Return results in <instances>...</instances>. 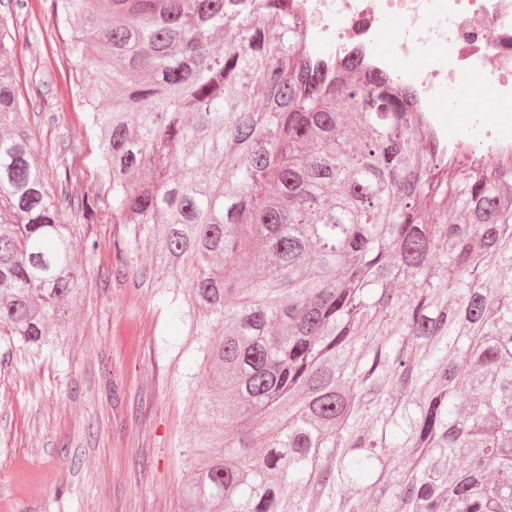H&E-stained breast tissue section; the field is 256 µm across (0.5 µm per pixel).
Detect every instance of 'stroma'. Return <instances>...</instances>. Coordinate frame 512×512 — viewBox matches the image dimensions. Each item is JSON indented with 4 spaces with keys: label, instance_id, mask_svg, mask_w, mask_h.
Listing matches in <instances>:
<instances>
[{
    "label": "stroma",
    "instance_id": "1",
    "mask_svg": "<svg viewBox=\"0 0 512 512\" xmlns=\"http://www.w3.org/2000/svg\"><path fill=\"white\" fill-rule=\"evenodd\" d=\"M50 3L0 0L17 41L9 65L34 107L30 127L47 168L65 162L91 193L100 146L70 90L87 68L70 55ZM455 94L469 109L455 114L449 137L481 138L489 94L476 79ZM123 230L108 220L84 225L100 248L79 259L84 306L54 356L24 359L0 346V512H178L193 464L182 444L195 422L190 380L203 355L180 317L185 287L162 297L107 278Z\"/></svg>",
    "mask_w": 512,
    "mask_h": 512
}]
</instances>
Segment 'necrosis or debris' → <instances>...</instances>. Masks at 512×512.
Masks as SVG:
<instances>
[{"mask_svg": "<svg viewBox=\"0 0 512 512\" xmlns=\"http://www.w3.org/2000/svg\"><path fill=\"white\" fill-rule=\"evenodd\" d=\"M301 20L311 55L324 67L362 63L390 75L413 92L417 111L434 118L433 90L478 72L503 123L512 130V0H288ZM397 34L387 48L378 36L389 27ZM439 47L424 72L411 69L418 46ZM407 62L394 70L392 60ZM479 167L501 174L512 172V138L486 128L472 144Z\"/></svg>", "mask_w": 512, "mask_h": 512, "instance_id": "obj_1", "label": "necrosis or debris"}]
</instances>
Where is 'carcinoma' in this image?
<instances>
[{
  "label": "carcinoma",
  "mask_w": 512,
  "mask_h": 512,
  "mask_svg": "<svg viewBox=\"0 0 512 512\" xmlns=\"http://www.w3.org/2000/svg\"><path fill=\"white\" fill-rule=\"evenodd\" d=\"M51 10L106 69L79 89L100 186L40 163L1 68L0 336L61 344L99 247L77 230L110 217L113 281L190 285L180 512H512V181L443 153L389 78L321 71L285 0Z\"/></svg>",
  "instance_id": "obj_1"
}]
</instances>
